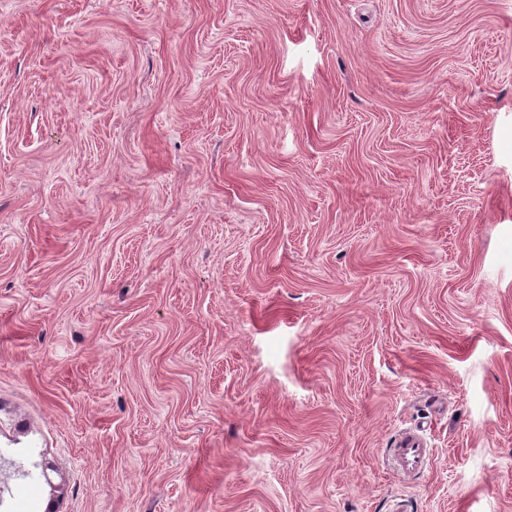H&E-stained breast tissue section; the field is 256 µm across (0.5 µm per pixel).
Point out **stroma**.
<instances>
[{
  "label": "stroma",
  "instance_id": "stroma-1",
  "mask_svg": "<svg viewBox=\"0 0 512 512\" xmlns=\"http://www.w3.org/2000/svg\"><path fill=\"white\" fill-rule=\"evenodd\" d=\"M400 502L512 512V0H0V512ZM392 470L398 476L421 472L430 459V448H426L423 439L416 434L405 435L397 448H393Z\"/></svg>",
  "mask_w": 512,
  "mask_h": 512
}]
</instances>
